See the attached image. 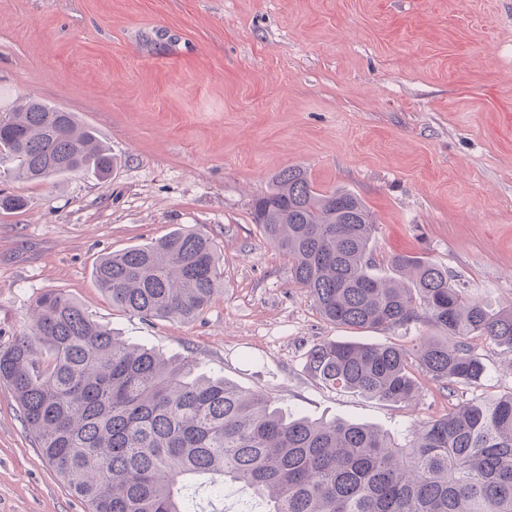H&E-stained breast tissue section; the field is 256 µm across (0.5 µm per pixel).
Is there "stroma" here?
<instances>
[{"label":"stroma","mask_w":512,"mask_h":512,"mask_svg":"<svg viewBox=\"0 0 512 512\" xmlns=\"http://www.w3.org/2000/svg\"><path fill=\"white\" fill-rule=\"evenodd\" d=\"M26 97L76 113L116 164L105 180L0 175V195L25 201L0 211V346L58 290L123 340L315 419L397 435L512 394V353L479 337L481 384L425 383L412 408L322 385L313 345L409 348L428 328L327 322L251 215L275 174L303 167L317 189L361 197L377 259L422 254L512 308V0H0V116ZM179 227L212 242L222 293L188 324L113 308L100 255ZM0 512H86L3 384Z\"/></svg>","instance_id":"obj_1"}]
</instances>
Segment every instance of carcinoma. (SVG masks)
<instances>
[{
	"label": "carcinoma",
	"mask_w": 512,
	"mask_h": 512,
	"mask_svg": "<svg viewBox=\"0 0 512 512\" xmlns=\"http://www.w3.org/2000/svg\"><path fill=\"white\" fill-rule=\"evenodd\" d=\"M112 151L75 113L29 99L0 118V165L29 181L87 172ZM263 237L285 251L295 281L329 322L359 331L421 323L413 348L327 340L308 373L338 391L410 407L422 380L454 392L486 367L469 339L512 351V308L470 300L448 270L393 254L376 272V224L344 190H316L290 166L252 203ZM95 281L112 306L142 319L190 322L221 292L205 236L177 228L101 257ZM12 391L42 455L88 512H195L191 490L234 487L265 512H512V394L460 402L394 436L275 406L222 376L195 373L95 323L67 294L36 298L31 324L0 348Z\"/></svg>",
	"instance_id": "obj_1"
}]
</instances>
